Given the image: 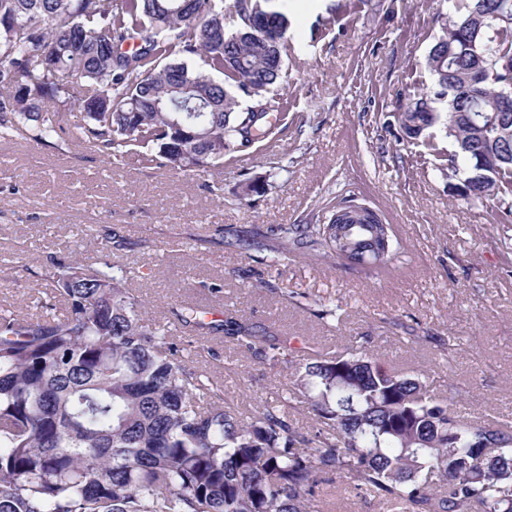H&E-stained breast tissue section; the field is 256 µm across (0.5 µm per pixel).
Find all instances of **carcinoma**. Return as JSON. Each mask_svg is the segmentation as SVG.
<instances>
[{
	"label": "carcinoma",
	"instance_id": "obj_1",
	"mask_svg": "<svg viewBox=\"0 0 512 512\" xmlns=\"http://www.w3.org/2000/svg\"><path fill=\"white\" fill-rule=\"evenodd\" d=\"M286 0H0V138L23 131L47 143L63 131L49 107L83 113L75 138L112 162L145 150L183 171L224 166L273 133L280 113L288 33L251 31L256 13L275 31ZM425 64L430 88L402 105L417 139L440 122L462 173V199L494 197L512 215V165L490 192L468 182L482 130L467 113L501 111L490 93L512 83V0H461ZM492 19L480 87L470 82L469 19ZM232 29H227L226 20ZM224 80L217 81L213 73ZM252 106L242 111L239 98ZM279 228L273 265L301 253L349 268L399 262L390 247L375 265L349 244L364 225ZM129 272L77 256L52 262L45 281L61 313L0 310V512H323L321 484L347 478L361 497L395 512H512V432L462 420L419 379L379 365L365 349L304 356L241 319L177 312L169 326L145 319ZM222 333L276 366L295 365L290 399L317 426L305 430L269 402L250 416L224 406L223 387L189 366L171 327Z\"/></svg>",
	"mask_w": 512,
	"mask_h": 512
}]
</instances>
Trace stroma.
<instances>
[{
	"mask_svg": "<svg viewBox=\"0 0 512 512\" xmlns=\"http://www.w3.org/2000/svg\"><path fill=\"white\" fill-rule=\"evenodd\" d=\"M448 13L447 0H288L274 134L198 176L135 155L103 164L75 142L76 111L60 113L64 131L50 143L1 140L0 308L41 314L52 298L36 284L75 252L132 269L152 322L191 302L328 358L364 348L400 373L427 372L431 391L468 419L512 430V222L494 199L453 197L445 125L410 140L395 118L431 85L424 58ZM248 181L262 193L244 194ZM350 193L394 225L399 264L361 271L309 255L260 264L279 244L277 227L316 223ZM86 224L96 238L82 234ZM321 303L340 305V319L316 317ZM176 341L239 413L285 396L293 380L291 365H269L230 338L181 329Z\"/></svg>",
	"mask_w": 512,
	"mask_h": 512,
	"instance_id": "obj_1",
	"label": "stroma"
}]
</instances>
